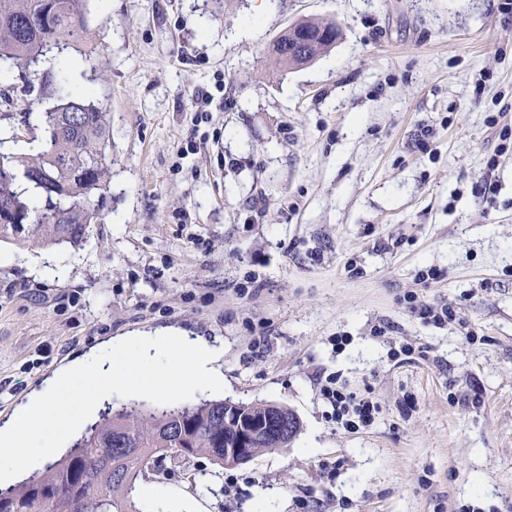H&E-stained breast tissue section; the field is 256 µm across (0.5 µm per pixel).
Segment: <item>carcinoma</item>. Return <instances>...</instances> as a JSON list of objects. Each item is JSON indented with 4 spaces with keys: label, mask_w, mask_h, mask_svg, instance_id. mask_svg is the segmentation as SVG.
<instances>
[{
    "label": "carcinoma",
    "mask_w": 512,
    "mask_h": 512,
    "mask_svg": "<svg viewBox=\"0 0 512 512\" xmlns=\"http://www.w3.org/2000/svg\"><path fill=\"white\" fill-rule=\"evenodd\" d=\"M84 0H0V59L27 68H60L59 56L80 51L86 32ZM291 46L313 62L336 41V25L303 19L290 27ZM77 117L76 128L69 120ZM110 118L85 89L41 113L42 148L33 156L0 153V216L30 223L0 224V240L32 246H78L98 219L96 194L106 188L112 158ZM259 420L249 446L271 447L299 431L293 412L283 417L261 402L199 400L164 410L144 403L122 408L78 438L70 451L38 476L0 490V512H139L129 498L136 481L177 456L224 458L240 434V414Z\"/></svg>",
    "instance_id": "obj_1"
}]
</instances>
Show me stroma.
Here are the masks:
<instances>
[{"mask_svg":"<svg viewBox=\"0 0 512 512\" xmlns=\"http://www.w3.org/2000/svg\"><path fill=\"white\" fill-rule=\"evenodd\" d=\"M498 5L89 0L66 87L110 113L112 173L81 246L0 242V424L90 350L183 331L221 346L222 398L301 431L238 467L167 462L170 512H512V158L496 204L475 190L512 107ZM302 18L339 37L281 69L266 48ZM44 80L0 61V152L39 151ZM411 293L460 323H424ZM330 375L378 403L371 426L337 425Z\"/></svg>","mask_w":512,"mask_h":512,"instance_id":"obj_1","label":"stroma"}]
</instances>
